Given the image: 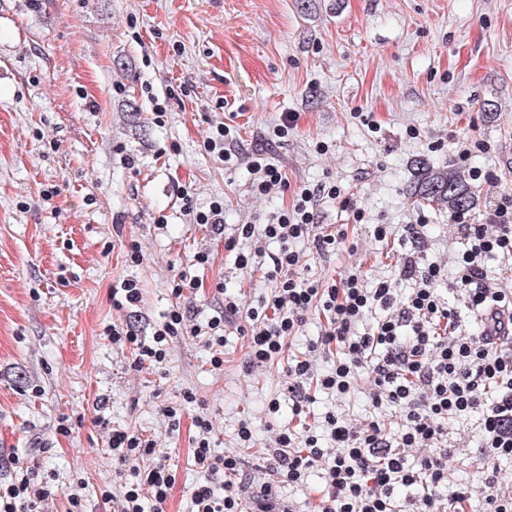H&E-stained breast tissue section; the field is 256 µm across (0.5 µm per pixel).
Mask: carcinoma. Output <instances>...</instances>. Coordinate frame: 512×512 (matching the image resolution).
<instances>
[{"label":"carcinoma","instance_id":"cac0c4a2","mask_svg":"<svg viewBox=\"0 0 512 512\" xmlns=\"http://www.w3.org/2000/svg\"><path fill=\"white\" fill-rule=\"evenodd\" d=\"M411 198L419 204H448V212L470 211L475 197L465 177L454 170H435L419 162L411 185Z\"/></svg>","mask_w":512,"mask_h":512}]
</instances>
